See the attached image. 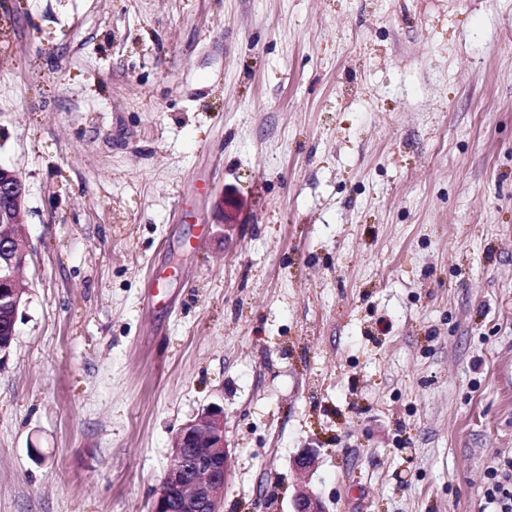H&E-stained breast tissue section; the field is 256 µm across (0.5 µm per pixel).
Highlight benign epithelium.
<instances>
[{
  "label": "benign epithelium",
  "mask_w": 512,
  "mask_h": 512,
  "mask_svg": "<svg viewBox=\"0 0 512 512\" xmlns=\"http://www.w3.org/2000/svg\"><path fill=\"white\" fill-rule=\"evenodd\" d=\"M26 193L22 176L0 165V359L9 352L20 310L27 303L26 290L17 278L27 252L14 236V229L21 225ZM316 459V449L303 448L293 460L294 467L311 470ZM230 470L224 406L211 403L178 428L150 512H220ZM293 512H326V507L318 496L301 489L293 498Z\"/></svg>",
  "instance_id": "1"
}]
</instances>
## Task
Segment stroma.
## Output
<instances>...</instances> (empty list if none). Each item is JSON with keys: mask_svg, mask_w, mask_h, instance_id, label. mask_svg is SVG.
I'll return each mask as SVG.
<instances>
[{"mask_svg": "<svg viewBox=\"0 0 512 512\" xmlns=\"http://www.w3.org/2000/svg\"><path fill=\"white\" fill-rule=\"evenodd\" d=\"M0 165V512H148L212 402L223 512H495L512 0H0ZM26 193L22 176L0 165V362L9 352L20 310L27 303L26 290L17 278L26 265L27 252L14 236V229L22 224Z\"/></svg>", "mask_w": 512, "mask_h": 512, "instance_id": "obj_1", "label": "stroma"}]
</instances>
